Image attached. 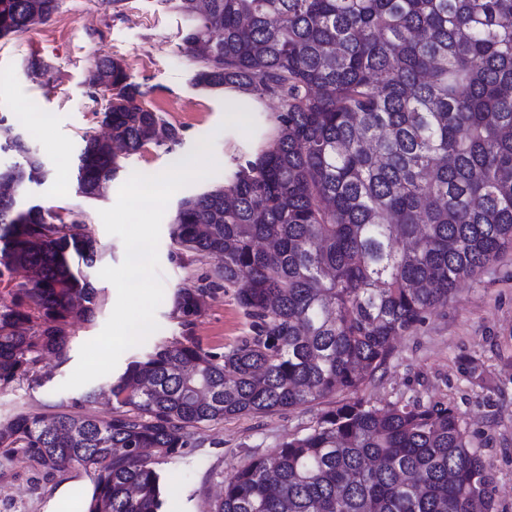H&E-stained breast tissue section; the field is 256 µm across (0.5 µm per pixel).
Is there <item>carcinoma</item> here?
I'll return each instance as SVG.
<instances>
[{
  "label": "carcinoma",
  "mask_w": 512,
  "mask_h": 512,
  "mask_svg": "<svg viewBox=\"0 0 512 512\" xmlns=\"http://www.w3.org/2000/svg\"><path fill=\"white\" fill-rule=\"evenodd\" d=\"M60 0H0V39L47 22ZM203 89L278 101L275 135L227 186L181 201L176 255L222 258L177 290L185 327L235 289L251 334L222 352L191 336L131 360L107 387L112 415L20 412L0 422V470L94 473L86 512H161L159 458L224 418L351 394L308 432L252 459L211 512H494L489 464L448 405L358 396L395 337L512 248V0H175ZM107 135L82 138L76 183L106 195L121 161L170 146L122 62L91 71ZM0 389L42 386L67 328L101 308L84 269L106 254L83 214L22 194L47 176L0 118ZM22 269L26 278L14 279Z\"/></svg>",
  "instance_id": "obj_1"
}]
</instances>
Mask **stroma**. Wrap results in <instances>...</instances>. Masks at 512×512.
Masks as SVG:
<instances>
[{"label": "stroma", "mask_w": 512, "mask_h": 512, "mask_svg": "<svg viewBox=\"0 0 512 512\" xmlns=\"http://www.w3.org/2000/svg\"><path fill=\"white\" fill-rule=\"evenodd\" d=\"M183 29L184 19L170 0H121L116 6L106 0H60L59 10L48 22L0 39V74L7 77L0 86V113L25 133L48 171L42 183L29 185L25 200L64 217L72 211L85 213L88 232L106 248L105 265H120L125 248L118 237L106 232L99 212L114 205L131 173L164 172L174 156L197 150L199 140L207 136L215 138L218 173L176 191L162 221L158 275L164 297L156 311L159 328L144 344L121 355L122 367L163 340L191 335L204 348L219 352L248 331L230 288L208 298L191 326L172 317L177 287L217 261L177 260L170 228L181 199L227 184L239 165L274 135L278 103L196 87L197 64L181 51ZM105 56L122 61L131 80L145 91L147 103L180 128L181 140L170 149L150 144L125 158L105 198L94 200L78 194L74 172L83 136L102 129L104 101L93 96L88 76L95 60ZM34 59L46 68L37 79L27 74ZM29 112L47 114L43 131L29 129L25 120ZM238 113L249 118L252 136L235 125H224V117ZM87 274L104 297V307L94 321L70 325L66 360L49 356L41 362L40 371L47 377L43 386L0 389V420L22 411L49 413L60 403L102 418L111 415L112 407L105 400H84L87 393L108 385V377L75 389L63 387L78 363L82 344L100 333L114 308L112 283L100 277L98 268L88 269ZM394 346L387 369L363 390V397L378 406L441 401L460 412L475 448L491 464L495 512H512V250L461 284L447 306L429 312L421 324L397 337ZM337 402L332 396L296 410L232 416L205 428L198 447L156 465L171 487L165 512H209L220 487L236 470L252 458L273 453L289 436L305 433L322 410ZM93 478L92 470L82 466L49 476L17 464L0 474V512H46L62 483Z\"/></svg>", "instance_id": "obj_1"}]
</instances>
